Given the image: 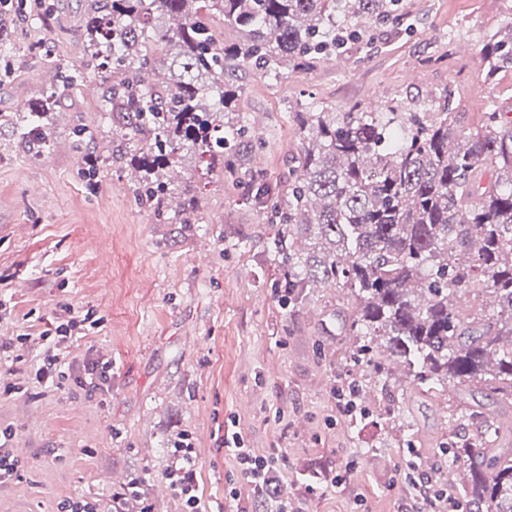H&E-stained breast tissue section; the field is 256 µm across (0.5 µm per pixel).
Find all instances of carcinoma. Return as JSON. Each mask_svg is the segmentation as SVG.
<instances>
[{"label":"carcinoma","mask_w":512,"mask_h":512,"mask_svg":"<svg viewBox=\"0 0 512 512\" xmlns=\"http://www.w3.org/2000/svg\"><path fill=\"white\" fill-rule=\"evenodd\" d=\"M404 16V0H88L81 39L100 69L99 111L116 124L137 173L138 203L159 224L196 223L194 188L182 186L174 207L163 178L185 150L214 155L244 143L237 71L276 81ZM19 50L0 26V56ZM28 50L61 69L43 42ZM481 54L492 86L512 68V25ZM156 70L165 81L149 80ZM86 82L71 69L34 91L28 110L0 112V127L50 151L58 103ZM295 121L296 177L272 241L288 298L301 302L320 284L339 288L351 309L353 361L385 358V385L398 372L430 396L452 384L512 400V114L493 102L466 131L443 93L429 112L401 103L330 112L312 103ZM461 294L473 301L465 314L453 303ZM499 438L485 414L481 438L452 448L468 468L465 496L485 512H512V454L488 447Z\"/></svg>","instance_id":"1"}]
</instances>
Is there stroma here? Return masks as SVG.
<instances>
[{
	"label": "stroma",
	"mask_w": 512,
	"mask_h": 512,
	"mask_svg": "<svg viewBox=\"0 0 512 512\" xmlns=\"http://www.w3.org/2000/svg\"><path fill=\"white\" fill-rule=\"evenodd\" d=\"M408 22L351 43L342 56L289 70L272 81L252 69L237 73L245 94L240 111L251 146L236 156L237 178L222 177V156L186 159L167 177L194 182L201 196L191 227L159 224L128 189V167L104 163L96 179L73 148L79 129L99 132L103 155L112 128L95 110V87L60 103L54 144L32 156L0 129V343L27 335L19 352H0V429L20 464L0 486V512H57L71 496L99 500L110 512L133 477L139 496L125 512H184L174 491L158 495L175 447L190 441L199 494L209 512H259L258 498L224 447L238 431L259 456L278 455L270 479L294 496L302 512H402L408 458L422 470L448 473L450 448L480 430V419L455 421L463 402L511 414L482 388L448 386L419 396L399 382L366 392L364 416L336 405L335 387L372 377L350 361L342 331L348 305L339 289H312L293 305L277 287L282 269L270 254L279 222L273 204L292 179L301 143L291 115L314 102L331 111H374L454 92L458 124L472 128L489 99L512 108V71L495 86L482 76L481 47L512 25V0H405ZM83 0H44L41 28L15 25L21 43L41 36L64 64L97 70L80 41ZM0 79V110L27 106L31 89L50 83L47 69L27 56ZM258 170L244 189L240 177ZM92 311L98 327L69 349L74 366L112 362L106 394H88L73 380L41 385L34 371L67 309ZM408 413L407 434L393 424ZM349 471L352 492L324 487Z\"/></svg>",
	"instance_id": "obj_1"
}]
</instances>
